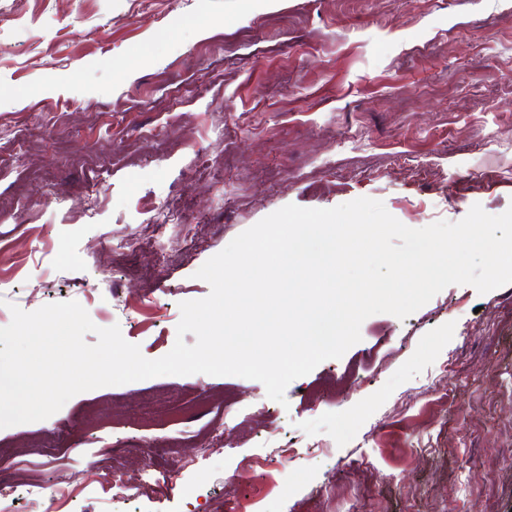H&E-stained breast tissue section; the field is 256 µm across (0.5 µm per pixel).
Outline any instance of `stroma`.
<instances>
[{"label":"stroma","mask_w":512,"mask_h":512,"mask_svg":"<svg viewBox=\"0 0 512 512\" xmlns=\"http://www.w3.org/2000/svg\"><path fill=\"white\" fill-rule=\"evenodd\" d=\"M242 2L0 0V299L78 302L157 359L196 271L286 205L369 197L411 228L512 206V0ZM168 204L207 216L194 251L144 237ZM286 399L100 387L0 429V479L53 483L56 512H512V284L368 317ZM162 464L172 489L145 483Z\"/></svg>","instance_id":"stroma-1"}]
</instances>
